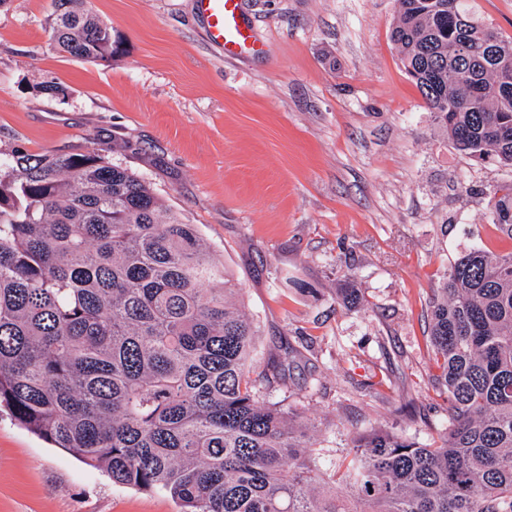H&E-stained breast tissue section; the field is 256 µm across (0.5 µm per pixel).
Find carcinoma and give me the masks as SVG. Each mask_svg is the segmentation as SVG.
Listing matches in <instances>:
<instances>
[{"instance_id":"carcinoma-1","label":"carcinoma","mask_w":512,"mask_h":512,"mask_svg":"<svg viewBox=\"0 0 512 512\" xmlns=\"http://www.w3.org/2000/svg\"><path fill=\"white\" fill-rule=\"evenodd\" d=\"M54 2L63 52L112 60L91 0ZM399 3L391 40L429 109L459 150L512 166V39L489 58L465 0ZM489 211L494 247L430 302L448 432L359 433L328 485L315 424L259 395L293 351L256 367L258 323L196 225L93 149L0 153V408L180 512H512V183Z\"/></svg>"}]
</instances>
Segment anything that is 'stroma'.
<instances>
[{
  "label": "stroma",
  "instance_id": "35a3bbf8",
  "mask_svg": "<svg viewBox=\"0 0 512 512\" xmlns=\"http://www.w3.org/2000/svg\"><path fill=\"white\" fill-rule=\"evenodd\" d=\"M112 62L60 51L53 0H0V152L94 149L150 183L231 270L263 352L298 355L262 398L317 423L322 462L353 435L448 427L427 308L494 234L512 167L456 148L390 39L398 0H243L264 44L227 59L194 0H92ZM361 301L345 308V284ZM0 512H179L113 484L0 412Z\"/></svg>",
  "mask_w": 512,
  "mask_h": 512
}]
</instances>
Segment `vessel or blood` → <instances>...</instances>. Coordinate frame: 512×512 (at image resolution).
I'll return each mask as SVG.
<instances>
[{
  "label": "vessel or blood",
  "instance_id": "obj_1",
  "mask_svg": "<svg viewBox=\"0 0 512 512\" xmlns=\"http://www.w3.org/2000/svg\"><path fill=\"white\" fill-rule=\"evenodd\" d=\"M196 11L205 23L208 41L230 58L255 55L262 44L245 17L241 0H196Z\"/></svg>",
  "mask_w": 512,
  "mask_h": 512
}]
</instances>
